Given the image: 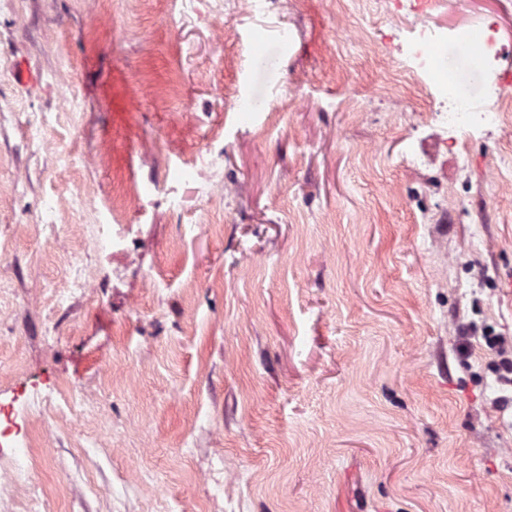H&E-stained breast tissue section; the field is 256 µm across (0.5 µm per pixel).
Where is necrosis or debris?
<instances>
[{
	"label": "necrosis or debris",
	"instance_id": "obj_1",
	"mask_svg": "<svg viewBox=\"0 0 512 512\" xmlns=\"http://www.w3.org/2000/svg\"><path fill=\"white\" fill-rule=\"evenodd\" d=\"M394 27L405 45L400 71L427 100L432 119L447 126L449 147L459 136L512 123V73L495 21L448 28L427 22L416 0H402ZM477 69L484 78L480 105L472 93Z\"/></svg>",
	"mask_w": 512,
	"mask_h": 512
}]
</instances>
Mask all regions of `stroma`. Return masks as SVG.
Here are the masks:
<instances>
[{
  "instance_id": "obj_1",
  "label": "stroma",
  "mask_w": 512,
  "mask_h": 512,
  "mask_svg": "<svg viewBox=\"0 0 512 512\" xmlns=\"http://www.w3.org/2000/svg\"><path fill=\"white\" fill-rule=\"evenodd\" d=\"M387 8L0 0V512H512V125L381 93Z\"/></svg>"
}]
</instances>
